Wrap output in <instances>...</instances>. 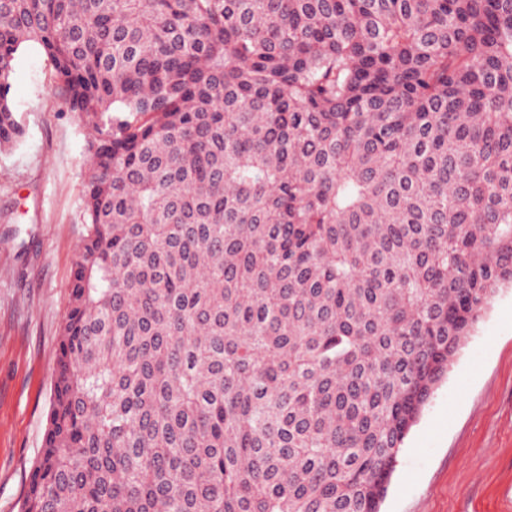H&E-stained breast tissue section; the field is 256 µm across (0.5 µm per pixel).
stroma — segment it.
I'll return each instance as SVG.
<instances>
[{
  "mask_svg": "<svg viewBox=\"0 0 512 512\" xmlns=\"http://www.w3.org/2000/svg\"><path fill=\"white\" fill-rule=\"evenodd\" d=\"M9 98L24 136L0 149V512H18L47 428L88 139L40 50L19 52ZM380 512H512L511 286L406 438Z\"/></svg>",
  "mask_w": 512,
  "mask_h": 512,
  "instance_id": "obj_1",
  "label": "stroma"
}]
</instances>
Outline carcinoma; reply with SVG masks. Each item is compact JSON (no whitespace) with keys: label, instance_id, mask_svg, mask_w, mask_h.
Returning <instances> with one entry per match:
<instances>
[{"label":"carcinoma","instance_id":"carcinoma-1","mask_svg":"<svg viewBox=\"0 0 512 512\" xmlns=\"http://www.w3.org/2000/svg\"><path fill=\"white\" fill-rule=\"evenodd\" d=\"M90 137L19 512H380L512 284V0H0Z\"/></svg>","mask_w":512,"mask_h":512}]
</instances>
